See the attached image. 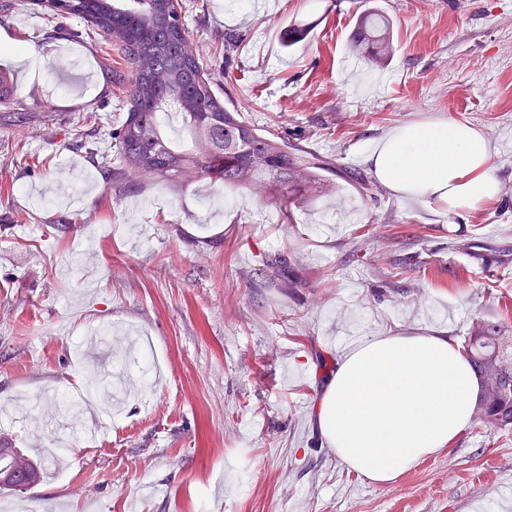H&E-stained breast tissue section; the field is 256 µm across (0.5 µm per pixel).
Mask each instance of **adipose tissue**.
Returning <instances> with one entry per match:
<instances>
[{
	"label": "adipose tissue",
	"instance_id": "adipose-tissue-1",
	"mask_svg": "<svg viewBox=\"0 0 512 512\" xmlns=\"http://www.w3.org/2000/svg\"><path fill=\"white\" fill-rule=\"evenodd\" d=\"M377 180L412 200L469 213L502 192L488 144L474 126L433 121L400 126L368 151ZM480 385L446 331L359 340L337 357L314 413L338 459L380 484L448 445L472 419Z\"/></svg>",
	"mask_w": 512,
	"mask_h": 512
}]
</instances>
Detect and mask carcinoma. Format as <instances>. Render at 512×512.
Segmentation results:
<instances>
[{"label":"carcinoma","instance_id":"carcinoma-1","mask_svg":"<svg viewBox=\"0 0 512 512\" xmlns=\"http://www.w3.org/2000/svg\"><path fill=\"white\" fill-rule=\"evenodd\" d=\"M52 15L79 17L134 64L122 103L127 115L108 130L97 149L107 182L117 190L129 172L181 182L210 178L246 185L280 208L313 202L332 190L324 178L330 163L299 145L267 137L220 101L212 79L188 49L182 19L168 20L167 0H63ZM388 20L369 16L352 35L357 49L376 64L391 52ZM173 103L195 146L176 148L163 132L162 114ZM463 349L481 389L474 419L490 428L512 425V332L497 322L473 323ZM17 481L41 479L42 462L18 448H0V470Z\"/></svg>","mask_w":512,"mask_h":512}]
</instances>
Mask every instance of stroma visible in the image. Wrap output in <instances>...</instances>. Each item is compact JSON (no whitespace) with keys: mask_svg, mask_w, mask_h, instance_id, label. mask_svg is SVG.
Segmentation results:
<instances>
[{"mask_svg":"<svg viewBox=\"0 0 512 512\" xmlns=\"http://www.w3.org/2000/svg\"><path fill=\"white\" fill-rule=\"evenodd\" d=\"M0 11V447L53 449L12 512H512V430L474 423L386 485L348 469L314 407L336 349L389 330L512 326V0H181L224 105L330 161L334 194L283 214L252 189L132 177L106 185L76 139L117 103L129 64L80 18ZM392 54L351 50L369 9ZM310 33L288 46L283 28ZM38 52L19 62L27 48ZM471 124L501 197L451 215L383 186L371 143L407 123ZM288 262L293 287L261 276ZM94 327L139 337L121 385L92 371Z\"/></svg>","mask_w":512,"mask_h":512,"instance_id":"obj_1","label":"stroma"}]
</instances>
